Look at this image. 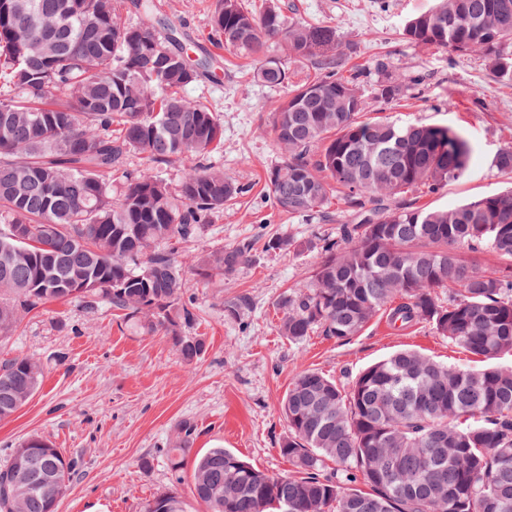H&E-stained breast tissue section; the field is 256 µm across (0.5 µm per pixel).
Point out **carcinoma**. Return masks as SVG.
Masks as SVG:
<instances>
[{
    "label": "carcinoma",
    "instance_id": "obj_1",
    "mask_svg": "<svg viewBox=\"0 0 512 512\" xmlns=\"http://www.w3.org/2000/svg\"><path fill=\"white\" fill-rule=\"evenodd\" d=\"M137 6L133 26L122 21L124 0H0V295L18 299L0 300V337L40 304L102 299L162 331L190 363L206 345L184 332L196 314L184 301L177 244L248 188L202 163L222 148L224 128L182 91L210 62L191 59L174 29L158 31L153 0ZM210 26L224 49L256 62L265 86L288 88L271 109L284 155L268 176L276 204L314 216L336 186L361 213L334 240H268L270 250L321 253L311 281L280 299L279 332L295 344L315 332L347 341L385 313L398 328L427 324L490 365L455 367L403 350L360 371L347 390L303 371L281 406L288 436L279 452L295 475L212 448L194 460L192 497L205 512H512V370L493 363L512 353V273L478 270L460 253L486 249L512 262V190L450 209L403 201L466 175L465 134L367 116L359 72L345 73L333 25L288 22L274 4L257 12L217 0ZM402 35L476 53L512 80V0H437ZM270 39L312 61L314 76L292 80L288 66L265 57ZM409 91L388 76L377 99ZM135 151L199 163L175 192L150 170L127 172L114 201L112 175ZM252 257L243 241L192 271L230 275ZM42 374L29 357L0 362V420L30 400ZM196 431L179 424L168 449L174 472ZM326 460L336 469L326 471ZM76 468L49 442L22 441L0 464V512H57ZM144 512H185V503L169 492Z\"/></svg>",
    "mask_w": 512,
    "mask_h": 512
}]
</instances>
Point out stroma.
Here are the masks:
<instances>
[{
    "instance_id": "obj_1",
    "label": "stroma",
    "mask_w": 512,
    "mask_h": 512,
    "mask_svg": "<svg viewBox=\"0 0 512 512\" xmlns=\"http://www.w3.org/2000/svg\"><path fill=\"white\" fill-rule=\"evenodd\" d=\"M276 2L287 20L336 25L347 67L363 72L360 91L373 115L468 134L473 154L466 176L421 197V205L450 208L512 187V174L493 165L495 154L512 145V82L479 59L418 46L400 34L407 19L430 10L435 0ZM215 4L154 0L195 55L213 56L217 79L201 78L184 95L204 101L224 126V147L210 164L250 187L215 213L204 233L182 242L180 256L189 263L248 239L255 257L228 276L187 273L186 296L197 315L188 333L207 344L206 353L190 363L179 358L167 336L123 320L104 301L91 309L79 301L46 304L0 338V360L26 356L44 370L28 403L0 421V461L33 436L76 460L57 512H143L148 500L171 491L182 496L186 512H202L191 496L190 476L175 480L165 454L184 420L197 426L192 455L225 448L260 470H287L279 445L288 429L279 404L300 371L324 373L347 388L363 368L405 348L452 366L484 365L424 324L398 329L381 318L344 342L315 335L297 345L279 334L280 298L310 280L319 256L270 251L268 239L332 238L339 225L357 223L358 215L335 192L325 221L276 206L267 177L283 156L270 105L285 92L262 85L251 62L216 55L210 28ZM382 58L389 63L385 74L376 68ZM387 74L417 86L400 101L380 103L377 86Z\"/></svg>"
}]
</instances>
